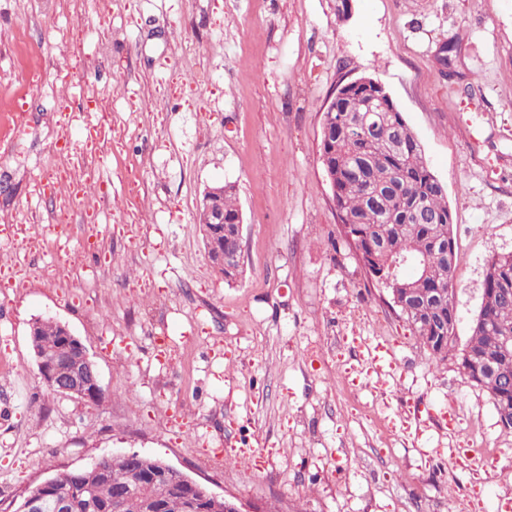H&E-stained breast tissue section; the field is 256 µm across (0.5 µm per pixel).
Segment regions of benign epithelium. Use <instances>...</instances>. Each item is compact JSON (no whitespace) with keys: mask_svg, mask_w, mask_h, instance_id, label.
<instances>
[{"mask_svg":"<svg viewBox=\"0 0 512 512\" xmlns=\"http://www.w3.org/2000/svg\"><path fill=\"white\" fill-rule=\"evenodd\" d=\"M62 331L63 339L79 350V356L60 364L48 355L47 349L32 335L30 341L39 373L51 390L93 404L101 396L95 364L82 341L65 326ZM155 476L165 480L170 486L191 494H200L208 503L222 506L224 512H256V507L240 497L234 494H216L164 461L158 464ZM60 477L62 474L59 473L42 481L36 491L21 502L20 512H69L71 501L67 495L58 491Z\"/></svg>","mask_w":512,"mask_h":512,"instance_id":"benign-epithelium-1","label":"benign epithelium"}]
</instances>
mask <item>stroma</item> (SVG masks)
<instances>
[{"label": "stroma", "instance_id": "35a3bbf8", "mask_svg": "<svg viewBox=\"0 0 512 512\" xmlns=\"http://www.w3.org/2000/svg\"><path fill=\"white\" fill-rule=\"evenodd\" d=\"M0 0V101L29 45L40 79L21 136L0 139V221L48 233L37 195L66 156L75 84L107 98L121 150L86 202L112 225L89 276L0 295V512L64 470L129 450L275 512H512V428L454 362L435 363L338 230L319 161L323 113L369 75L390 94L454 217L456 336L486 261L512 251V0ZM137 113H130V104ZM233 182L242 273L225 282L199 222ZM66 325L96 364L89 404L50 390L30 327ZM381 343L366 365L361 340ZM486 448L478 462L448 457ZM250 469L238 466L241 452Z\"/></svg>", "mask_w": 512, "mask_h": 512}]
</instances>
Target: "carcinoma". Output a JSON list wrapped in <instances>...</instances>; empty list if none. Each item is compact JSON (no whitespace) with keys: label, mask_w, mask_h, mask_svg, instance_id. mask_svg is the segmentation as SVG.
<instances>
[{"label":"carcinoma","mask_w":512,"mask_h":512,"mask_svg":"<svg viewBox=\"0 0 512 512\" xmlns=\"http://www.w3.org/2000/svg\"><path fill=\"white\" fill-rule=\"evenodd\" d=\"M319 159L330 184L333 202L346 238L363 267L393 276L380 284L432 359L486 372L474 384L492 400L500 422L512 427V252L496 254L486 263L482 302L463 347H456L457 307L448 300L454 285L453 214L443 184L430 170L421 145L393 100L369 76L343 90L336 111L324 112ZM224 211V228L209 223L211 212ZM237 191L226 182L204 194L200 221L206 246L213 251L241 250L234 224ZM414 262L403 273L402 259ZM45 339L60 335L52 319L34 323ZM76 501L74 512H107L115 491L131 484L135 494L122 512H186L187 499L141 472L129 468L122 455L108 458L105 471H87L77 479L62 477Z\"/></svg>","instance_id":"obj_1"}]
</instances>
